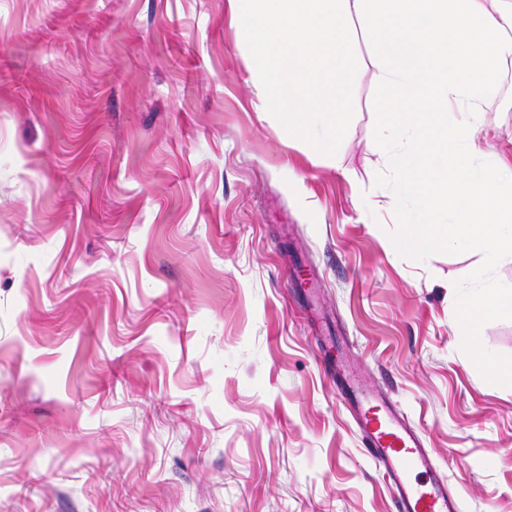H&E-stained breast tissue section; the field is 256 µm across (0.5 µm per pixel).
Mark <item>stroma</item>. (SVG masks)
<instances>
[{
    "instance_id": "1",
    "label": "stroma",
    "mask_w": 512,
    "mask_h": 512,
    "mask_svg": "<svg viewBox=\"0 0 512 512\" xmlns=\"http://www.w3.org/2000/svg\"><path fill=\"white\" fill-rule=\"evenodd\" d=\"M336 159L269 114L228 0H0V512H391L348 356L463 512H512V387L462 351L477 251L402 258L354 24ZM487 115L512 159V84Z\"/></svg>"
}]
</instances>
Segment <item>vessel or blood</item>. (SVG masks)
Listing matches in <instances>:
<instances>
[{"label": "vessel or blood", "instance_id": "vessel-or-blood-1", "mask_svg": "<svg viewBox=\"0 0 512 512\" xmlns=\"http://www.w3.org/2000/svg\"><path fill=\"white\" fill-rule=\"evenodd\" d=\"M336 376L338 397L353 419L366 456L389 487L394 512H462V501L423 433L398 404L374 390L346 362H338Z\"/></svg>", "mask_w": 512, "mask_h": 512}]
</instances>
